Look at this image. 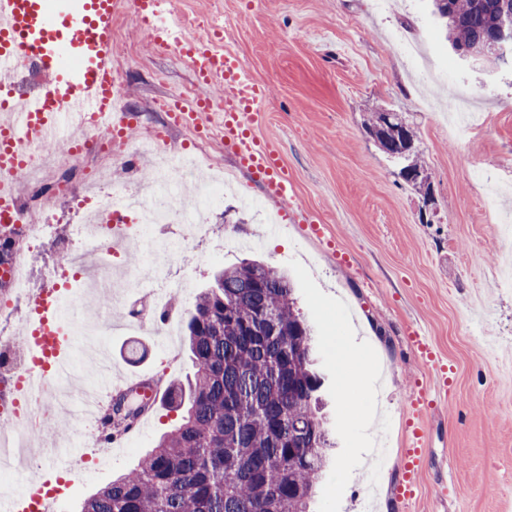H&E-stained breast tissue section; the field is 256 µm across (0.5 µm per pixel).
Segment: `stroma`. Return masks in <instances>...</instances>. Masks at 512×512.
<instances>
[{"instance_id": "stroma-1", "label": "stroma", "mask_w": 512, "mask_h": 512, "mask_svg": "<svg viewBox=\"0 0 512 512\" xmlns=\"http://www.w3.org/2000/svg\"><path fill=\"white\" fill-rule=\"evenodd\" d=\"M172 0L176 15L224 22V48L268 90L252 134L275 143L288 168L293 207L323 227L321 235L292 220L270 223L261 188L234 154L211 139L207 166L234 178L214 209L207 234L186 250L177 238L159 249H133L126 266L146 258L183 275L187 294L170 299L173 340L140 330L152 311L146 291L119 289L86 303L87 315L111 307L121 330L102 337L112 373L102 396L131 376L162 386L187 382V312L222 268L256 255L288 270L298 306L312 325L324 412L336 443L311 512H364L371 483L381 486L374 512H512V62L488 70L454 52L427 0ZM125 92L137 111L162 121L158 102L193 84L175 56L154 52L133 15L120 22ZM454 78L458 99L442 111ZM401 116L415 131L430 177L432 204L399 174L400 166L369 137L376 109ZM472 121L465 134L453 122ZM500 191L495 207L484 197ZM50 246L28 256L33 288L59 265L60 242L81 216L71 203L53 209ZM427 337L432 357H418L412 333ZM385 369L365 391H346L354 364ZM447 366L448 383L436 369ZM432 406L419 411L413 391ZM149 428L133 433L105 468L73 464L57 512H79L85 498L137 466L178 424L156 406ZM426 450L413 499L395 495L400 452L414 430ZM386 437L381 470L368 450Z\"/></svg>"}]
</instances>
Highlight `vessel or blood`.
Masks as SVG:
<instances>
[{
    "mask_svg": "<svg viewBox=\"0 0 512 512\" xmlns=\"http://www.w3.org/2000/svg\"><path fill=\"white\" fill-rule=\"evenodd\" d=\"M127 13L151 22V40L173 47L193 64L201 93L191 104L172 100L173 121L202 130V112L212 93H219L224 109L218 126L225 147L261 180L270 201L287 203L292 188L276 146L252 137L242 122L246 116L258 117L266 91L238 57L225 51L223 27H214L207 40L191 38L173 19L167 0H0V92L17 85L26 49L34 50L45 77L39 94L19 97L15 109L0 119V226L16 223L5 200L18 194L17 177L27 158L56 141L61 125L77 127L90 115L99 130L114 129L124 138L136 125V115L120 109L111 55L112 20ZM63 311L56 289L43 288L34 295L33 328L26 343L32 365L18 385L21 396L41 394L49 376L68 364L72 341ZM401 455L400 491L406 497L424 463L422 434H414ZM43 463L45 478L24 493H0V512H44L48 499L63 494L71 456L58 454Z\"/></svg>",
    "mask_w": 512,
    "mask_h": 512,
    "instance_id": "b4317fda",
    "label": "vessel or blood"
}]
</instances>
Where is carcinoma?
<instances>
[{"label":"carcinoma","instance_id":"1","mask_svg":"<svg viewBox=\"0 0 512 512\" xmlns=\"http://www.w3.org/2000/svg\"><path fill=\"white\" fill-rule=\"evenodd\" d=\"M456 49H480L512 16V0H432ZM388 135L401 177L425 170L419 150ZM274 325L267 323L269 313ZM193 375L169 396L181 423L81 512H308L330 448L316 392L311 330L288 274L245 260L215 275L186 319ZM134 416L107 413L113 436Z\"/></svg>","mask_w":512,"mask_h":512}]
</instances>
